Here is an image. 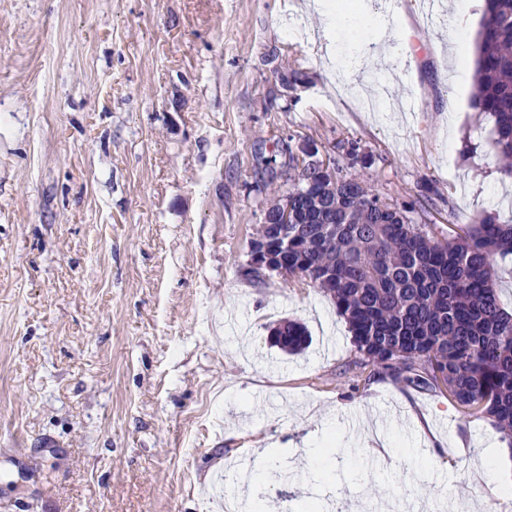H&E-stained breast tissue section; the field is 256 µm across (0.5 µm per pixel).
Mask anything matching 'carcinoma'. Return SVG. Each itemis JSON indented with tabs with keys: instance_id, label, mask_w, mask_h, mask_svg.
<instances>
[{
	"instance_id": "1",
	"label": "carcinoma",
	"mask_w": 512,
	"mask_h": 512,
	"mask_svg": "<svg viewBox=\"0 0 512 512\" xmlns=\"http://www.w3.org/2000/svg\"><path fill=\"white\" fill-rule=\"evenodd\" d=\"M472 107L492 122V146L512 178V0H486L476 42ZM335 175L326 199L322 169ZM258 191L288 201V223L262 224L266 246L288 278L313 284L336 303L352 333V367L368 377L448 390L512 443V312L499 302L494 260L512 254V224L484 214L452 237L383 197L357 172L288 152V192L276 173L256 171ZM287 351L306 328H275Z\"/></svg>"
}]
</instances>
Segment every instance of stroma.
<instances>
[{
    "mask_svg": "<svg viewBox=\"0 0 512 512\" xmlns=\"http://www.w3.org/2000/svg\"><path fill=\"white\" fill-rule=\"evenodd\" d=\"M304 2L0 0V512H224L215 474L278 462L300 479L265 489L266 512L305 497L512 512V451L488 420L342 375L353 346L331 297L246 274L257 159L282 174L306 143L391 200L431 187L445 236L484 210L512 224V179L464 89L474 57L447 27L419 0H344L368 26L326 31ZM333 42L364 74L323 67ZM286 63L305 77L291 90ZM385 69L411 114L359 94ZM285 319L308 331L294 354L272 341ZM364 421L386 440L356 474L305 480Z\"/></svg>",
    "mask_w": 512,
    "mask_h": 512,
    "instance_id": "1",
    "label": "stroma"
}]
</instances>
